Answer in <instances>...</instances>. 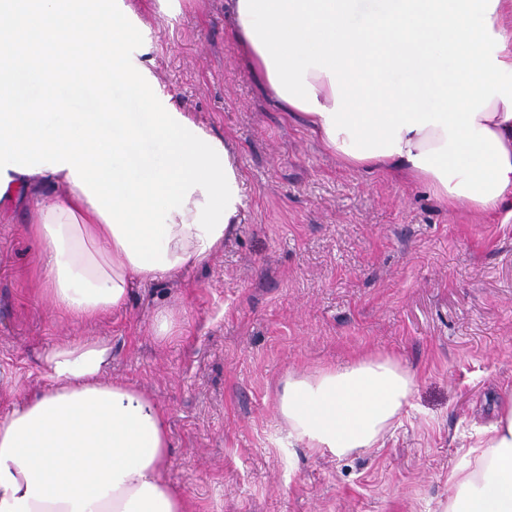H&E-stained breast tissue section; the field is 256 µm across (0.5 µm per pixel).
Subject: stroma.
Listing matches in <instances>:
<instances>
[{
    "label": "stroma",
    "instance_id": "stroma-1",
    "mask_svg": "<svg viewBox=\"0 0 512 512\" xmlns=\"http://www.w3.org/2000/svg\"><path fill=\"white\" fill-rule=\"evenodd\" d=\"M124 2L144 39L133 61L231 144L239 224L207 264L75 326L35 289L27 211L0 215V414L44 385L45 349L99 339L106 379L167 411L164 477L191 512H440L449 472L512 393V216L444 209L421 186L341 165L264 96L224 0ZM367 354L415 376L383 445L337 459L290 438L276 410L288 371Z\"/></svg>",
    "mask_w": 512,
    "mask_h": 512
}]
</instances>
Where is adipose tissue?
<instances>
[{
  "mask_svg": "<svg viewBox=\"0 0 512 512\" xmlns=\"http://www.w3.org/2000/svg\"><path fill=\"white\" fill-rule=\"evenodd\" d=\"M232 34L263 92L351 169L424 186L445 208L512 215V0H228ZM0 203L34 206L38 282L62 316L86 324L132 288L206 263L194 224L201 191L172 213L167 270L141 269L68 170H8ZM46 384L0 417V512H189L166 481L167 415L143 392L104 380L112 348L59 343ZM394 359L289 372L277 410L290 436L342 458L377 447L410 404ZM441 512H512V394L452 471Z\"/></svg>",
  "mask_w": 512,
  "mask_h": 512,
  "instance_id": "1",
  "label": "adipose tissue"
}]
</instances>
